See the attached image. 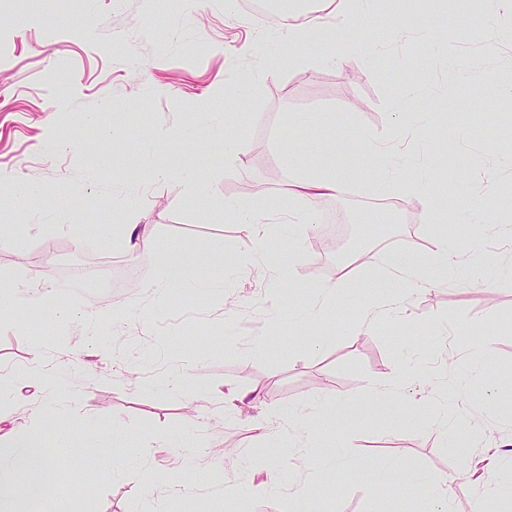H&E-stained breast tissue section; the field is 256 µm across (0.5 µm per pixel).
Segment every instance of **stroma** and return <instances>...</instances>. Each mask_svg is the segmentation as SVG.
<instances>
[{"label":"stroma","instance_id":"obj_1","mask_svg":"<svg viewBox=\"0 0 512 512\" xmlns=\"http://www.w3.org/2000/svg\"><path fill=\"white\" fill-rule=\"evenodd\" d=\"M458 10L457 0H375L360 20L359 47L344 30L326 26L309 50L323 62H289L269 21L224 0H77L60 12L55 0L16 23L0 0V290L35 286L50 274L59 305L129 310L136 328L109 335L112 355L93 347L95 332L79 323L24 308L0 316V374L26 371L44 357L59 376L55 404L26 389L11 395L8 427L39 437L53 463L54 494L34 512H424L410 493L388 494L400 474L435 479L483 462L489 484L512 482V454L501 448L512 435V388L488 394L474 371L484 360L512 377V271L492 272L486 285L466 287L467 265L456 280L416 295L398 313L371 328L362 309L384 293L373 272L378 245L413 234L414 252H435L439 238L466 246L478 238L488 254L507 258L506 236L479 237V225L458 221L473 191L495 173L487 206L496 223L512 227V14L494 12L490 0ZM495 24L497 55L471 40L486 21ZM407 36L381 51L373 44L390 28ZM454 65L461 79L448 81ZM258 83L244 101L229 96L238 73ZM412 119L414 145L405 176L431 172L441 199L456 210L422 221L421 197L393 188L383 210L359 209L360 250L317 253L311 225L256 253L246 225L224 213L236 199L278 216L292 204L290 167L344 175L338 200L370 198L376 168L367 152H353L360 133L395 135L393 117ZM238 137L240 153L227 161L202 144L204 126ZM293 133L284 144L285 133ZM197 172L205 198L184 194V175ZM34 187L14 197L16 185ZM152 225L147 253L129 250L120 226L128 212ZM252 262L225 299L216 253ZM294 256L298 289L283 300L277 329L266 321L263 282L282 259ZM182 260L183 278L209 291L154 290L161 268ZM130 262L132 288L114 287L110 272ZM349 277L323 311L314 343L296 320L312 288L333 283L338 266ZM100 268L94 280L74 278L77 265ZM267 338L255 355L258 338ZM413 359L417 379L406 383L396 367ZM185 375L186 395L164 391L166 377ZM389 389L377 405L371 384ZM255 389L259 402L226 414L224 397ZM349 408H339V401ZM444 401L467 423L444 425L429 413ZM64 409L69 425L49 431L42 417ZM315 408L312 445L287 449L286 435L257 437L253 424L269 409ZM164 438L149 461L136 451ZM116 448V464L86 490L75 461L83 448ZM341 448V467L321 471L315 451ZM393 461L395 471L385 470ZM158 475L146 486L142 472ZM180 474L190 494L174 497L166 484ZM277 485L254 492L267 474ZM247 494L221 495L228 484Z\"/></svg>","mask_w":512,"mask_h":512}]
</instances>
